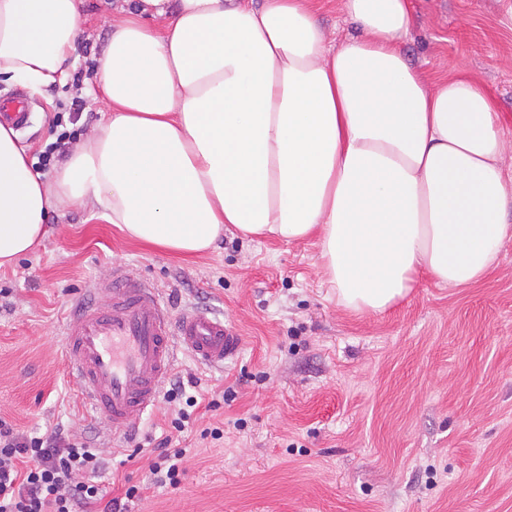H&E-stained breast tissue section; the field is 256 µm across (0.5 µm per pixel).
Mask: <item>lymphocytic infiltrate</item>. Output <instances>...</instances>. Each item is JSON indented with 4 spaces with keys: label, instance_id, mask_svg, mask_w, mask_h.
<instances>
[{
    "label": "lymphocytic infiltrate",
    "instance_id": "1",
    "mask_svg": "<svg viewBox=\"0 0 512 512\" xmlns=\"http://www.w3.org/2000/svg\"><path fill=\"white\" fill-rule=\"evenodd\" d=\"M186 449L163 438L148 464L152 485H178ZM105 467L99 449L61 434L32 437L0 421V512H127L140 486L106 498L97 478Z\"/></svg>",
    "mask_w": 512,
    "mask_h": 512
}]
</instances>
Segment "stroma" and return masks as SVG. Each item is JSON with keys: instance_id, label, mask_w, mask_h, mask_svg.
<instances>
[{"instance_id": "stroma-1", "label": "stroma", "mask_w": 512, "mask_h": 512, "mask_svg": "<svg viewBox=\"0 0 512 512\" xmlns=\"http://www.w3.org/2000/svg\"><path fill=\"white\" fill-rule=\"evenodd\" d=\"M409 4L407 59L433 82L463 68L489 92L512 172V0ZM112 16V0H85L66 85L0 81V100L26 98L17 134L39 172L51 174L101 118L86 89ZM46 224L33 252L0 268V419L102 449L109 497L142 483L173 407L159 402L117 436L81 406L63 360L72 305L121 264L164 288L173 315L208 309L242 338L220 368L177 350L174 375L198 382L186 470L128 512H512V236L478 284L423 277L385 312L357 313L337 304L310 240L228 232L183 259L87 209L49 212ZM216 427L222 439L201 438Z\"/></svg>"}]
</instances>
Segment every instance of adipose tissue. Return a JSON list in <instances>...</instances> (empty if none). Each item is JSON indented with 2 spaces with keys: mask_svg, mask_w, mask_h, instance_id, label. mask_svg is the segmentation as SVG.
Returning <instances> with one entry per match:
<instances>
[{
  "mask_svg": "<svg viewBox=\"0 0 512 512\" xmlns=\"http://www.w3.org/2000/svg\"><path fill=\"white\" fill-rule=\"evenodd\" d=\"M83 0H0V78L38 90L75 69ZM96 83L106 121L52 175L0 124V267L52 210L93 208L135 242L199 256L225 230L316 238L338 304L382 312L420 276L493 270L512 225L494 99L402 50L407 0H344L326 38L311 0H118Z\"/></svg>",
  "mask_w": 512,
  "mask_h": 512,
  "instance_id": "adipose-tissue-1",
  "label": "adipose tissue"
}]
</instances>
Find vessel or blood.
Wrapping results in <instances>:
<instances>
[{
	"instance_id": "1",
	"label": "vessel or blood",
	"mask_w": 512,
	"mask_h": 512,
	"mask_svg": "<svg viewBox=\"0 0 512 512\" xmlns=\"http://www.w3.org/2000/svg\"><path fill=\"white\" fill-rule=\"evenodd\" d=\"M28 120L22 99L0 104V122L22 126ZM102 291L108 307L86 297L72 308L64 362L87 409L113 428L132 427L156 408L176 348L218 368L240 350L236 329L223 317L205 309L172 317L161 289L126 269H114Z\"/></svg>"
}]
</instances>
